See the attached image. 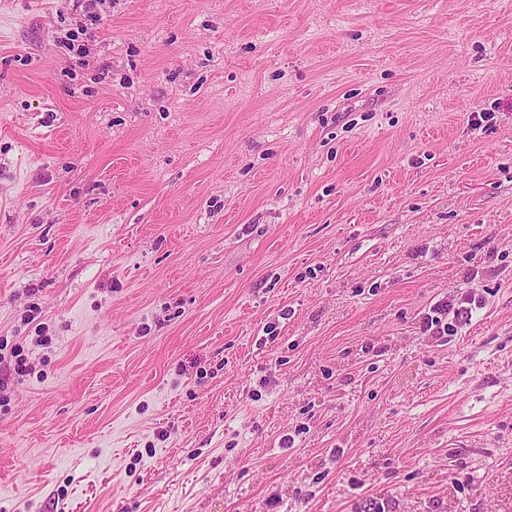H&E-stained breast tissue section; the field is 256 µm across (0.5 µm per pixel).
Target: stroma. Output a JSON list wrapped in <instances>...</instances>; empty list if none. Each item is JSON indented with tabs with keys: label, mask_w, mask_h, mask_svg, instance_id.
<instances>
[{
	"label": "stroma",
	"mask_w": 512,
	"mask_h": 512,
	"mask_svg": "<svg viewBox=\"0 0 512 512\" xmlns=\"http://www.w3.org/2000/svg\"><path fill=\"white\" fill-rule=\"evenodd\" d=\"M96 11L0 0V512H512V0ZM472 300L470 295L460 297H444L429 307L423 318L422 332L429 336H454L457 325L472 316Z\"/></svg>",
	"instance_id": "stroma-1"
}]
</instances>
